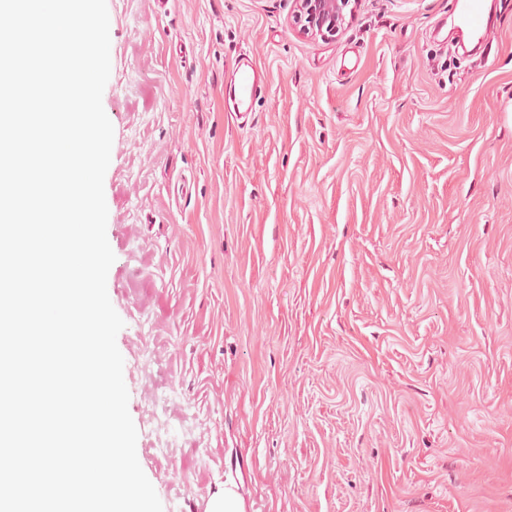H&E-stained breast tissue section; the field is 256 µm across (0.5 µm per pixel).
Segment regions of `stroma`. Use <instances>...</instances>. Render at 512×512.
I'll use <instances>...</instances> for the list:
<instances>
[{"mask_svg":"<svg viewBox=\"0 0 512 512\" xmlns=\"http://www.w3.org/2000/svg\"><path fill=\"white\" fill-rule=\"evenodd\" d=\"M107 0L104 178L163 512H512V0ZM266 73L251 111L225 87ZM291 24L306 36L330 40L343 29L351 0H294ZM464 1L457 15L460 27L474 35L483 38L486 34L484 24L483 0H462Z\"/></svg>","mask_w":512,"mask_h":512,"instance_id":"obj_1","label":"stroma"}]
</instances>
